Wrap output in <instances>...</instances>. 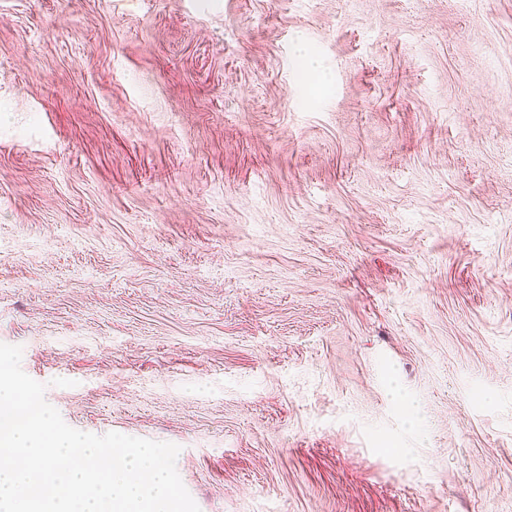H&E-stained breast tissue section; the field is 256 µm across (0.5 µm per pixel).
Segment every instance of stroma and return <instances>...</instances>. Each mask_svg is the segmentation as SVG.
<instances>
[{"label": "stroma", "mask_w": 512, "mask_h": 512, "mask_svg": "<svg viewBox=\"0 0 512 512\" xmlns=\"http://www.w3.org/2000/svg\"><path fill=\"white\" fill-rule=\"evenodd\" d=\"M0 343L200 512H512V0H0Z\"/></svg>", "instance_id": "1"}]
</instances>
